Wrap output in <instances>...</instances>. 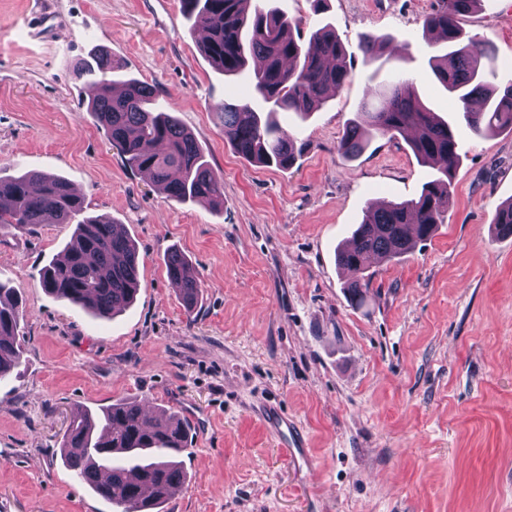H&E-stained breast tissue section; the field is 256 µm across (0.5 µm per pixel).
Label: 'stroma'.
Returning <instances> with one entry per match:
<instances>
[{"mask_svg": "<svg viewBox=\"0 0 512 512\" xmlns=\"http://www.w3.org/2000/svg\"><path fill=\"white\" fill-rule=\"evenodd\" d=\"M302 36L331 25L350 78L308 119L278 115L300 146L288 169L247 163L217 112L247 97L200 48L180 0H0V175L68 180L91 216L124 225L141 287L112 319L57 300L39 271L70 224L0 236V280L23 300V358L0 383V512H117L73 479L60 455L72 410L128 396L146 407L190 402L183 486L162 512H308L262 403L307 433L318 512H512V236L496 235L512 199V132L478 136L436 78L425 19L437 0H269ZM464 36L495 46L498 88L512 85V0H484ZM389 37L368 60L363 34ZM96 46L125 77L153 86L224 176V208L166 198L131 170L98 126L95 92L73 67ZM404 72L451 124L460 162L443 224L414 250L372 262L363 306L345 292L336 251L369 205L419 196L434 170L407 136L371 140L344 159L346 123L366 86ZM191 260L202 301L188 317L164 265Z\"/></svg>", "mask_w": 512, "mask_h": 512, "instance_id": "obj_1", "label": "stroma"}]
</instances>
